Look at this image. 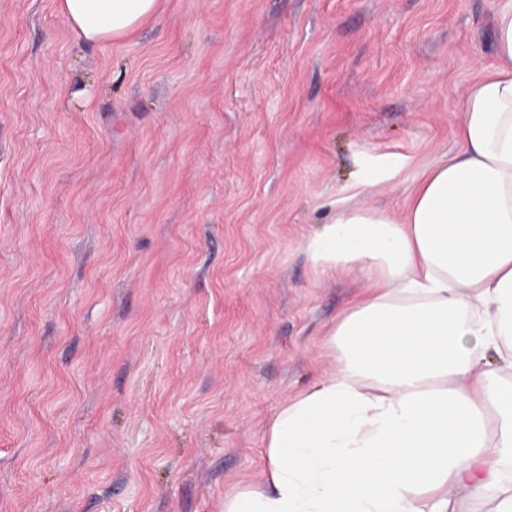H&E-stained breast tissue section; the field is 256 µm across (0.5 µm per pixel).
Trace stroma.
Here are the masks:
<instances>
[{"mask_svg": "<svg viewBox=\"0 0 512 512\" xmlns=\"http://www.w3.org/2000/svg\"><path fill=\"white\" fill-rule=\"evenodd\" d=\"M498 0H160L106 46L0 0V512H224L367 282L335 209L458 149Z\"/></svg>", "mask_w": 512, "mask_h": 512, "instance_id": "stroma-1", "label": "stroma"}]
</instances>
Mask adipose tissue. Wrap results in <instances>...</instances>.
I'll return each mask as SVG.
<instances>
[{
    "label": "adipose tissue",
    "instance_id": "adipose-tissue-1",
    "mask_svg": "<svg viewBox=\"0 0 512 512\" xmlns=\"http://www.w3.org/2000/svg\"><path fill=\"white\" fill-rule=\"evenodd\" d=\"M88 44L132 35L157 0H57ZM495 63L467 89L459 152L424 172L402 216L332 214L308 244L368 286L320 343L330 367L267 426L260 482L224 512H512V0Z\"/></svg>",
    "mask_w": 512,
    "mask_h": 512
}]
</instances>
